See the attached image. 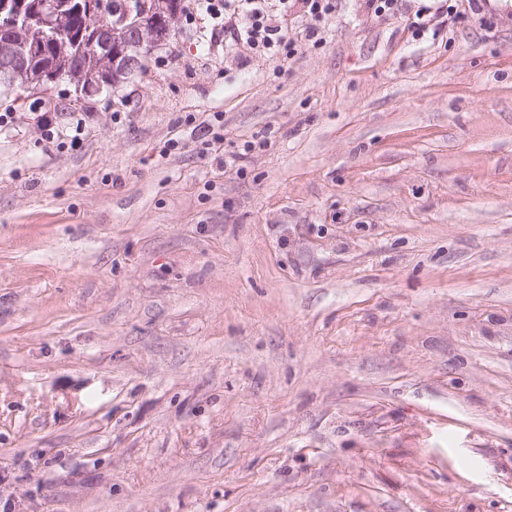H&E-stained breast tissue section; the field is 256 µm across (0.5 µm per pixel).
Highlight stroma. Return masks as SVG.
I'll return each instance as SVG.
<instances>
[{"label": "stroma", "mask_w": 512, "mask_h": 512, "mask_svg": "<svg viewBox=\"0 0 512 512\" xmlns=\"http://www.w3.org/2000/svg\"><path fill=\"white\" fill-rule=\"evenodd\" d=\"M438 5L0 94V512H512V5Z\"/></svg>", "instance_id": "stroma-1"}]
</instances>
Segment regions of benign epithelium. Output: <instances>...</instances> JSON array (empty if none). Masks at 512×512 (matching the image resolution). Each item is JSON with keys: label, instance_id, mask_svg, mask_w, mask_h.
<instances>
[{"label": "benign epithelium", "instance_id": "benign-epithelium-1", "mask_svg": "<svg viewBox=\"0 0 512 512\" xmlns=\"http://www.w3.org/2000/svg\"><path fill=\"white\" fill-rule=\"evenodd\" d=\"M89 22L82 41L73 37L75 9ZM181 0H138L105 5L99 0H0V84L19 92L41 91L60 81L76 93L112 86V73L128 76L145 55L165 42L178 19ZM56 55H46V43Z\"/></svg>", "mask_w": 512, "mask_h": 512}]
</instances>
